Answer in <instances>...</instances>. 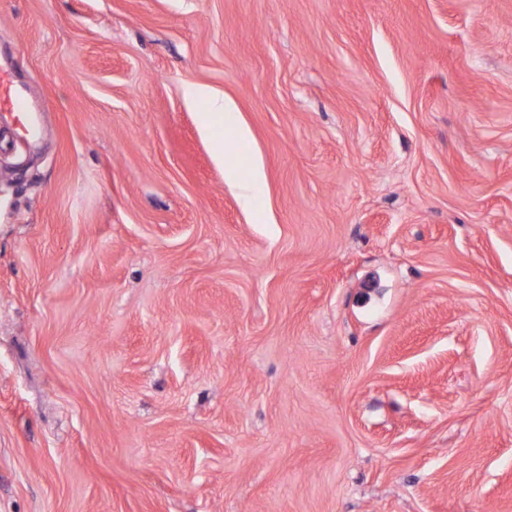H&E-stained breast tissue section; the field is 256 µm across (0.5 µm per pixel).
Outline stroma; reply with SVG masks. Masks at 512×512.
Masks as SVG:
<instances>
[{"mask_svg":"<svg viewBox=\"0 0 512 512\" xmlns=\"http://www.w3.org/2000/svg\"><path fill=\"white\" fill-rule=\"evenodd\" d=\"M4 61L0 512H512V0H0ZM0 110L20 114L28 111L26 93L12 85L2 68H0ZM190 98L192 101H204L208 105L206 112H201V130L212 140L215 158L224 163V160L231 158L234 153V143L231 139H224L216 132L217 126L224 117V110L230 105V102L213 92L205 86H198L191 90Z\"/></svg>","mask_w":512,"mask_h":512,"instance_id":"stroma-1","label":"stroma"}]
</instances>
